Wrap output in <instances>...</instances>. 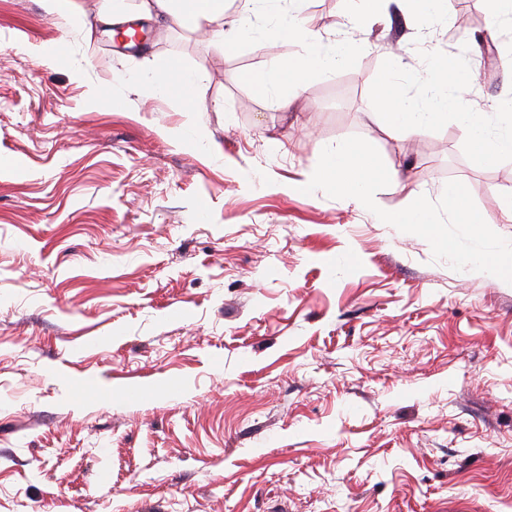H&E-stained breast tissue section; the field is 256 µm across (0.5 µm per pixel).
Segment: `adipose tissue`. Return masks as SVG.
<instances>
[{"instance_id":"1","label":"adipose tissue","mask_w":512,"mask_h":512,"mask_svg":"<svg viewBox=\"0 0 512 512\" xmlns=\"http://www.w3.org/2000/svg\"><path fill=\"white\" fill-rule=\"evenodd\" d=\"M305 2L243 0L238 13L239 18L247 22L262 5L274 4L281 15V22L270 30V37L286 33L295 36L306 46L303 55L289 62L287 76L268 72L252 77L251 84L256 96L268 107L285 106L291 83L320 79L336 65L349 59L353 52L351 43L342 42L335 46L325 44L319 33L301 25ZM136 8L139 17L161 26L176 23L188 28H206L211 36V44L216 48H224L227 44L224 16L228 10V0H139ZM146 80L156 94L181 99L191 111H202L203 106L196 95L200 77L198 73L184 68L179 61L153 60ZM432 81L438 94L430 109L424 110L396 92L389 78H382L376 93L380 121L389 130L412 132L439 124L452 116L479 160L490 163L512 156V118L495 123L488 113L460 109L455 91L465 86L468 78L460 72L456 63L449 61L440 66L434 72Z\"/></svg>"}]
</instances>
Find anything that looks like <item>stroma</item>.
<instances>
[{
  "label": "stroma",
  "mask_w": 512,
  "mask_h": 512,
  "mask_svg": "<svg viewBox=\"0 0 512 512\" xmlns=\"http://www.w3.org/2000/svg\"><path fill=\"white\" fill-rule=\"evenodd\" d=\"M78 3L92 40L0 0V512H504L512 285L300 188L359 136L399 174L379 207L458 180L512 240V158L451 120L392 137L375 106L386 72L428 106L449 57L465 108L512 104V25L465 0L459 42L451 0H378L365 26L362 0H308L304 26L355 51L273 110L250 78L305 46L270 21L223 52L153 24L134 53L106 0ZM154 58L201 74L204 111L137 86ZM92 85L114 107H85Z\"/></svg>",
  "instance_id": "35a3bbf8"
}]
</instances>
